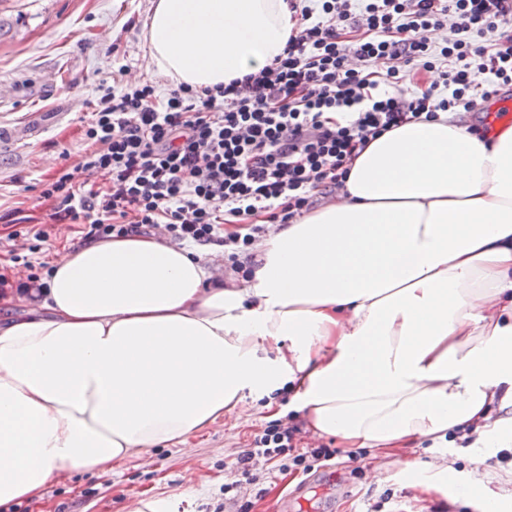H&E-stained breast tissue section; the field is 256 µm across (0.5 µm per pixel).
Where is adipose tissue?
<instances>
[{
  "instance_id": "ef3b65f1",
  "label": "adipose tissue",
  "mask_w": 512,
  "mask_h": 512,
  "mask_svg": "<svg viewBox=\"0 0 512 512\" xmlns=\"http://www.w3.org/2000/svg\"><path fill=\"white\" fill-rule=\"evenodd\" d=\"M288 0H156L145 36L173 85L282 56ZM245 287L143 235L53 262L0 319V508L78 470L179 445L244 392L292 385L318 435L385 454L477 432L512 446V123L448 113L370 141L334 203L256 246Z\"/></svg>"
}]
</instances>
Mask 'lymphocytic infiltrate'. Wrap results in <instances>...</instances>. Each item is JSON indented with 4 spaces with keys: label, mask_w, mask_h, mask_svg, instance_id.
Returning <instances> with one entry per match:
<instances>
[{
    "label": "lymphocytic infiltrate",
    "mask_w": 512,
    "mask_h": 512,
    "mask_svg": "<svg viewBox=\"0 0 512 512\" xmlns=\"http://www.w3.org/2000/svg\"><path fill=\"white\" fill-rule=\"evenodd\" d=\"M320 10L301 8L283 56L259 73L164 96L148 82L108 89L82 127L83 155L42 182L51 220L82 225L88 240L152 232L219 246L228 269L247 277L270 225L333 198L369 141L512 85V0H366L359 9L322 0ZM443 29L450 35L436 43ZM412 64L437 79L405 89ZM0 222L9 228L0 288L22 293L39 280L49 232L14 211ZM299 432L268 422L230 472L254 481Z\"/></svg>",
    "instance_id": "1"
}]
</instances>
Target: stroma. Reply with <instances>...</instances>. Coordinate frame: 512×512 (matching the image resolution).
<instances>
[{"label":"stroma","mask_w":512,"mask_h":512,"mask_svg":"<svg viewBox=\"0 0 512 512\" xmlns=\"http://www.w3.org/2000/svg\"><path fill=\"white\" fill-rule=\"evenodd\" d=\"M154 0H0V126L12 140L0 144V212L21 210L33 223L50 224L41 180L77 159L85 143L80 119L100 87L118 85L119 66L128 78L147 81L159 93L170 82L156 75L144 33ZM243 416L224 417L191 441L188 451L159 446L150 467L127 466L104 476L77 472L51 481L44 499L51 512H126L134 495L169 499L175 512H238L224 498L232 482L227 464L245 450L267 420L263 399L245 396ZM336 455L307 474L271 470L244 486L250 512H483V496L512 500V461L490 449L480 494L459 496L446 487L421 491L401 471L386 466L373 477V452L338 447L301 432L297 452L317 445ZM419 462L448 460L459 480L472 469L475 449L424 441L407 449Z\"/></svg>","instance_id":"stroma-1"}]
</instances>
